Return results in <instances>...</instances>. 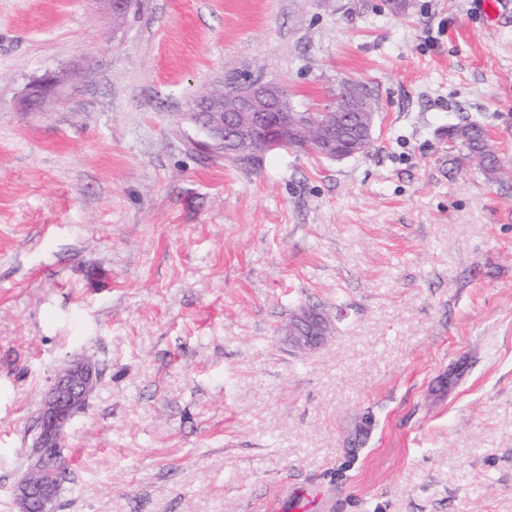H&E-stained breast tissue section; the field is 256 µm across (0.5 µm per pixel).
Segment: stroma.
Returning a JSON list of instances; mask_svg holds the SVG:
<instances>
[{
	"label": "stroma",
	"instance_id": "35a3bbf8",
	"mask_svg": "<svg viewBox=\"0 0 512 512\" xmlns=\"http://www.w3.org/2000/svg\"><path fill=\"white\" fill-rule=\"evenodd\" d=\"M409 3L0 0V512L81 358L51 512H512V179L448 138L512 167V5ZM344 81L366 152L197 146L203 92L317 112ZM449 135L466 150V155L475 159L489 175H496L501 170V162L491 149L486 131L477 122L465 121L454 126ZM325 335L321 320L304 311V315L289 327L288 340L296 350L306 351L323 344ZM98 377V368L88 359L72 362L57 374L39 418L40 439L49 434L60 444L66 425L83 408Z\"/></svg>",
	"mask_w": 512,
	"mask_h": 512
}]
</instances>
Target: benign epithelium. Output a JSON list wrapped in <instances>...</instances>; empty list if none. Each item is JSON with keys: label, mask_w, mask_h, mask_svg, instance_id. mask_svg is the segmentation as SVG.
I'll return each mask as SVG.
<instances>
[{"label": "benign epithelium", "mask_w": 512, "mask_h": 512, "mask_svg": "<svg viewBox=\"0 0 512 512\" xmlns=\"http://www.w3.org/2000/svg\"><path fill=\"white\" fill-rule=\"evenodd\" d=\"M99 2L114 18L125 16L130 8V0ZM358 91L355 84H346L325 111H356L353 102ZM289 112L288 97L281 88L255 83L235 91L230 97L218 92L200 95L197 107L188 113V117L205 132L211 147L222 148L231 143L247 151L258 147L264 152L306 141L316 129L325 132V138L330 142L353 128L369 132L374 123V118L363 113L358 114L355 123L351 124L344 120L329 123L319 119L315 112L293 117ZM363 149V139L356 138L351 140L348 149L327 150L325 154L340 160ZM288 340L296 350L306 351L323 344L326 332L320 319L306 313L289 327ZM98 377V368L88 359L73 362L57 374L39 418L40 439L62 440L66 425L83 408ZM17 490L22 512H48V505L55 497L56 483L41 480L38 470L33 469L21 478Z\"/></svg>", "instance_id": "1"}]
</instances>
